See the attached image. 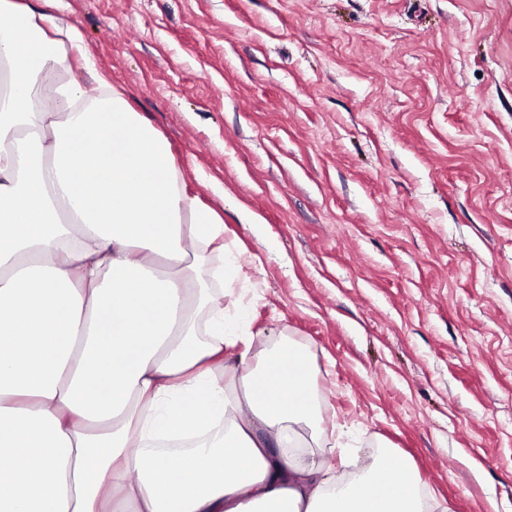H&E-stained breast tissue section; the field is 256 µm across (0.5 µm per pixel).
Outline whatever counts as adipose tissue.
Listing matches in <instances>:
<instances>
[{
	"label": "adipose tissue",
	"instance_id": "obj_1",
	"mask_svg": "<svg viewBox=\"0 0 512 512\" xmlns=\"http://www.w3.org/2000/svg\"><path fill=\"white\" fill-rule=\"evenodd\" d=\"M2 13L0 512H436L391 449L360 470L288 453L316 370L290 343L225 367L256 336L205 285L223 219L119 93L40 91L74 31Z\"/></svg>",
	"mask_w": 512,
	"mask_h": 512
}]
</instances>
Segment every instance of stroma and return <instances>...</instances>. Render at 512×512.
Wrapping results in <instances>:
<instances>
[{"instance_id": "1", "label": "stroma", "mask_w": 512, "mask_h": 512, "mask_svg": "<svg viewBox=\"0 0 512 512\" xmlns=\"http://www.w3.org/2000/svg\"><path fill=\"white\" fill-rule=\"evenodd\" d=\"M224 220V311L307 348L299 452L512 512V0H25Z\"/></svg>"}]
</instances>
